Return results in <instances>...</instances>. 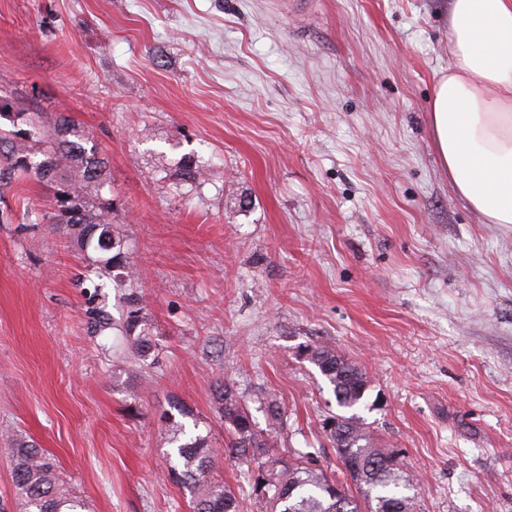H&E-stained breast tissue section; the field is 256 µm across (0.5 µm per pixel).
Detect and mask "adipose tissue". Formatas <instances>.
<instances>
[{"label":"adipose tissue","instance_id":"obj_1","mask_svg":"<svg viewBox=\"0 0 512 512\" xmlns=\"http://www.w3.org/2000/svg\"><path fill=\"white\" fill-rule=\"evenodd\" d=\"M448 72L436 83V153L487 224H512V0H449Z\"/></svg>","mask_w":512,"mask_h":512}]
</instances>
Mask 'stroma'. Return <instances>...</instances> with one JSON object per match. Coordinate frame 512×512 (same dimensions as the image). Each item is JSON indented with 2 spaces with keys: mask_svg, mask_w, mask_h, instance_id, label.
Wrapping results in <instances>:
<instances>
[{
  "mask_svg": "<svg viewBox=\"0 0 512 512\" xmlns=\"http://www.w3.org/2000/svg\"><path fill=\"white\" fill-rule=\"evenodd\" d=\"M447 70L448 0H0V128L65 114L107 155L158 344L130 359L123 291L27 222L47 187L0 192V512H24L15 438L85 512H191L158 416L183 402L223 447L222 379L255 415L275 393L276 448L335 470L309 345L366 373L418 512H512V224L482 223L433 150ZM188 156L207 174L181 185Z\"/></svg>",
  "mask_w": 512,
  "mask_h": 512,
  "instance_id": "stroma-1",
  "label": "stroma"
}]
</instances>
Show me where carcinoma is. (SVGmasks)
I'll list each match as a JSON object with an SVG mask.
<instances>
[{"label":"carcinoma","instance_id":"obj_1","mask_svg":"<svg viewBox=\"0 0 512 512\" xmlns=\"http://www.w3.org/2000/svg\"><path fill=\"white\" fill-rule=\"evenodd\" d=\"M28 129L15 139L0 131V188L24 177L37 182L55 181L53 211L41 222L65 231L83 250H92L90 266L99 288H126L129 308L120 324L130 350L146 357L156 349L138 294V277L128 260L120 232L112 224V198L103 195L108 183L107 163L96 145L63 121L49 132L37 112L22 114ZM324 359H309L331 388L345 413L322 422V430L336 458L362 464L361 472L345 481L318 466L313 453L296 450L285 464L271 444V435L283 429L284 414L277 398L266 393L260 401L265 427H260L248 405L229 383L214 388L218 412L229 442L224 454L249 463V496L261 500L267 512H416L411 494L417 480L389 463L391 454L377 446L373 432L355 408L369 388V380L355 363L324 346ZM162 420L177 443L178 464L171 465L174 481L190 496L193 512H244L245 498L222 481L211 478L218 454L207 437L189 436L185 425L165 413ZM14 485L25 512H76L81 507L59 483L54 465L33 444L14 449Z\"/></svg>","mask_w":512,"mask_h":512}]
</instances>
